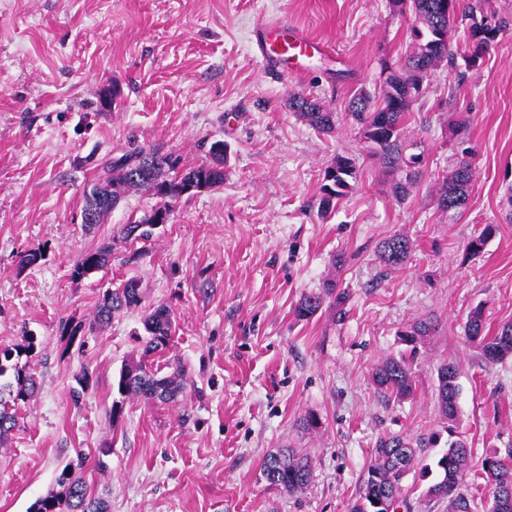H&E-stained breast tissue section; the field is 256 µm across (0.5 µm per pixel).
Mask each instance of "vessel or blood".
Listing matches in <instances>:
<instances>
[{"label": "vessel or blood", "instance_id": "b4317fda", "mask_svg": "<svg viewBox=\"0 0 512 512\" xmlns=\"http://www.w3.org/2000/svg\"><path fill=\"white\" fill-rule=\"evenodd\" d=\"M251 47L260 69L267 73L284 72L293 58L321 49L319 42L284 20L261 23Z\"/></svg>", "mask_w": 512, "mask_h": 512}]
</instances>
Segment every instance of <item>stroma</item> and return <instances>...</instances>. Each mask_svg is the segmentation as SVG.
<instances>
[{"instance_id": "35a3bbf8", "label": "stroma", "mask_w": 512, "mask_h": 512, "mask_svg": "<svg viewBox=\"0 0 512 512\" xmlns=\"http://www.w3.org/2000/svg\"><path fill=\"white\" fill-rule=\"evenodd\" d=\"M489 3L506 29L478 66L434 71L407 116L404 142L425 167L402 200V172L383 167L346 111L354 91L379 92L409 44L413 19L390 0H0V346L40 384L0 444V512H30L77 460L109 512H348L380 437L434 436L422 455L431 464L452 434L472 451L461 491L489 512L481 459L512 451V358L485 362L465 335L477 306L487 328L512 322V0ZM263 18L287 20L331 56L301 77L262 74L250 37ZM292 92L320 98L334 130L289 111ZM459 110L471 117L474 182L451 218L436 187L457 161L448 121ZM216 141L229 151L223 186L174 200L136 263L73 276L84 252L156 203L133 191L85 231L84 193L106 163L156 148L185 169L209 162ZM339 154L355 161L353 188L322 219L323 172ZM487 224L499 233L467 256ZM395 234L412 250L387 268L376 248ZM30 252L38 262L21 265ZM128 280L141 305L94 328L104 293ZM330 282L347 293L344 309L328 302L299 320L298 301ZM159 304L174 331L149 361L180 373L181 402L130 398L113 418L119 373L140 360L143 318ZM420 318L434 329L413 365L416 391L384 402L371 374ZM447 358L460 385L450 430L434 399ZM309 414L318 429L301 428ZM288 448L313 466L294 494L261 472Z\"/></svg>"}]
</instances>
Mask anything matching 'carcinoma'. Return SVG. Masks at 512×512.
Wrapping results in <instances>:
<instances>
[{"label":"carcinoma","mask_w":512,"mask_h":512,"mask_svg":"<svg viewBox=\"0 0 512 512\" xmlns=\"http://www.w3.org/2000/svg\"><path fill=\"white\" fill-rule=\"evenodd\" d=\"M488 0H469L465 8H460L459 0H453L446 12L438 9V0H402L400 13L412 16L417 22L420 38L412 40L413 50L404 65L386 81L379 94L371 95L362 89L353 93L347 103V111L353 121L362 129L363 137L374 154L380 157L384 167L405 172V181L396 184L399 197L404 198L410 188L422 176L421 166H410V156L406 154L403 142V122L417 101L424 80L432 71L445 63L453 66V57L445 47L432 44L431 35L436 29L453 32L458 26L466 27L471 40L470 54L482 58L493 45L503 28L502 19L489 9ZM483 14L496 18L493 28L479 39L472 32L470 21ZM288 109L296 113L310 127L328 133L335 125V113L331 112L318 99L304 93L288 95ZM211 161L185 169L180 175L171 178L168 171L173 169L170 156L156 149L136 148L107 167L105 176L93 184L85 194L83 211L95 207L99 209L97 223L112 212L127 193L133 189L155 190L162 184L169 193L167 199L160 200L166 207L180 197L185 185L205 175L208 188L214 189L224 184V169L227 165V150H209ZM335 187L327 183L320 187L319 215L326 218L337 200L352 189L351 180L355 173L353 160L347 156H336ZM473 170L467 162L460 163L443 180L438 189V206L444 213L460 214L463 209L455 202L469 200ZM155 225L149 214L135 219L121 228L120 239L112 240L94 250L82 254L74 265L73 275L84 277L105 268L115 254L118 242L148 241L154 235ZM499 231V225L487 224L481 232L472 237L466 245V253L472 257L480 255ZM412 249L410 241L403 235L395 234L383 240L378 246V256L383 266L395 268L405 263ZM332 297L336 308H342L347 295L336 292L335 287L324 293L307 294L300 299L295 314L302 320L314 317ZM142 302L139 282L127 280L120 286L104 294L94 316V324L100 328L107 326L112 317L124 310L138 307ZM145 337L141 338L143 354L161 352L171 341L172 320L169 310L159 306L143 318ZM432 332V321L421 319L411 324L400 334L406 353L382 362L373 372L372 380L382 398L389 401L411 396L415 391V380L411 363L417 357L426 338ZM466 336L479 348L484 358L496 362L512 356V323L502 325L497 332L486 331L482 310L476 308L469 313ZM14 356L11 349H0V443L17 425L13 405L33 397L38 391L34 376L22 372L16 365H8ZM13 378L5 379L8 371ZM184 383L180 375L160 377L148 370L142 363H131L121 369L117 380V392L123 397H141L176 405L183 392ZM460 386L458 369L453 361H443L437 367L436 404L442 420L453 424L457 420ZM433 438L421 439L414 444L400 435L384 436L377 442L374 460L367 470L349 512H395L401 505L408 504L403 481L414 470L421 476L431 471L422 463V452ZM471 449L460 439L448 441L446 448L436 461L438 477L431 484L425 496L428 501L448 502V512H472L470 500L459 492L465 477ZM483 471L489 488L491 508L489 512H512V452L502 456L497 451L485 453ZM262 476L272 487L286 493H297L310 484L313 477L312 465L307 456L296 451L277 452L268 455L262 465ZM62 491L51 493L38 499L32 512H108V505L102 498L93 496L83 477L71 470L63 469L59 477Z\"/></svg>","instance_id":"carcinoma-1"}]
</instances>
